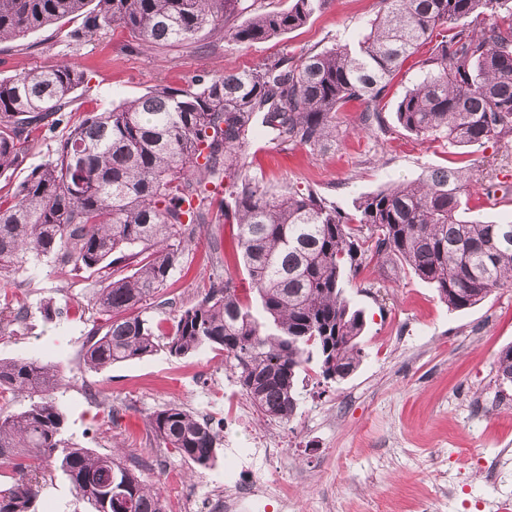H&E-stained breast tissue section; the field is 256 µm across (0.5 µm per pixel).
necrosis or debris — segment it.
Instances as JSON below:
<instances>
[{"instance_id": "necrosis-or-debris-1", "label": "necrosis or debris", "mask_w": 512, "mask_h": 512, "mask_svg": "<svg viewBox=\"0 0 512 512\" xmlns=\"http://www.w3.org/2000/svg\"><path fill=\"white\" fill-rule=\"evenodd\" d=\"M223 412H205L204 421L223 427L230 444L224 461V486L199 499L192 484L174 480L169 512H267L276 504L287 512L288 479L274 461L283 442L273 430L256 431L233 388H225Z\"/></svg>"}]
</instances>
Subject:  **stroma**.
Returning <instances> with one entry per match:
<instances>
[{
  "instance_id": "35a3bbf8",
  "label": "stroma",
  "mask_w": 512,
  "mask_h": 512,
  "mask_svg": "<svg viewBox=\"0 0 512 512\" xmlns=\"http://www.w3.org/2000/svg\"><path fill=\"white\" fill-rule=\"evenodd\" d=\"M377 10L378 0H328L304 26L264 42L241 45L224 32L203 33L189 44L148 51L117 25L73 41L71 31L82 26L76 17L1 43L0 79L68 62L88 79L73 104L80 118L157 85L183 87L201 74L249 70L281 55L323 50L337 39L356 41ZM360 111L351 103L339 113L336 146L326 151H275L264 136H255L251 172L271 192L307 185L351 214L361 196L390 181L466 165L479 183L500 186L494 205L472 195L469 216L512 220V139L453 154L399 128L356 134ZM54 146L46 131H33L21 161L0 174V198L9 199ZM210 224L220 227L215 254L206 232ZM207 225L194 226L183 264L160 293L164 305L149 311L163 329H171L175 306L194 304L204 287L223 278L225 265L235 262L233 229L219 208H212ZM10 280L26 320L0 329V358H35L57 366L69 381L57 396L66 417L65 440L99 454L119 451L130 463L148 460L141 475L158 488L169 472L199 481L203 495L209 481H223V454L207 467L196 466L159 447L147 425L155 411L173 402L194 414L212 407V392L231 374L223 351L206 348L186 358L160 351L95 371L85 366L81 349L96 317L90 308L96 276L61 274L33 259ZM345 289L364 313L362 361L340 381H324L314 363L300 375L298 410L280 426L288 451L278 466L297 497L291 512H369L373 501L383 502L385 512H498V501H512V387L499 385L494 362L512 344V287L453 311L410 270L375 257ZM48 300L62 310L50 321L42 313ZM91 386L98 390L93 401L86 397ZM35 509L92 512L58 470L46 473Z\"/></svg>"
}]
</instances>
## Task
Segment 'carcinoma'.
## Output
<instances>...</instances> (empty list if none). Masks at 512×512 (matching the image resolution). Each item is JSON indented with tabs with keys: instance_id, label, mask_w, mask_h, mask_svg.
<instances>
[{
	"instance_id": "carcinoma-1",
	"label": "carcinoma",
	"mask_w": 512,
	"mask_h": 512,
	"mask_svg": "<svg viewBox=\"0 0 512 512\" xmlns=\"http://www.w3.org/2000/svg\"><path fill=\"white\" fill-rule=\"evenodd\" d=\"M245 0H0V42L81 16L91 36L121 25L143 48L188 43L203 31L230 32L249 45L307 23L326 0H291L237 23ZM353 44L336 42L298 58L202 76L183 88L159 85L108 112L64 124L86 77L66 62L0 80V173L32 131L65 125L48 160L0 200V274L44 258L65 273L99 277L92 308L104 317L82 344L96 370L165 350L184 358L224 351L243 395L268 421L296 413L300 374L312 361L324 380L358 367L362 312L345 296L372 251L436 289L451 310L469 309L512 287V222L465 218L477 180L466 167L434 168L414 182L392 181L344 214L321 194L290 187L271 194L247 173L251 138L274 148L336 146L338 112L364 104L357 132L385 130L380 101L409 57L431 45L419 79L397 102L398 125L448 149L512 137V0H378ZM210 183L224 184V222L236 226L247 288L224 268L173 331L146 316L184 258L188 225L205 224ZM25 319L0 294V322ZM512 385V346L495 361ZM66 389L58 369L33 358L0 359V398L28 408L0 411V461L20 477L0 487V512H35L38 475L58 469L94 512H165L137 466L75 448L61 438ZM164 448L206 467L221 436L171 403L148 419Z\"/></svg>"
}]
</instances>
